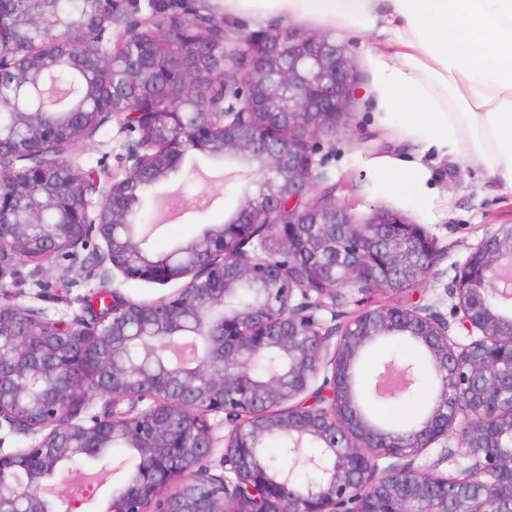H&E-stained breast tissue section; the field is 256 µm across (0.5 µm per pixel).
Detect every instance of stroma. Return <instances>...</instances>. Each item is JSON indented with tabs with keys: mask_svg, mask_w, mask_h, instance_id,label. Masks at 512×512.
<instances>
[{
	"mask_svg": "<svg viewBox=\"0 0 512 512\" xmlns=\"http://www.w3.org/2000/svg\"><path fill=\"white\" fill-rule=\"evenodd\" d=\"M424 167L431 189L428 200L394 192L393 174L399 167ZM232 161L193 156L169 183L187 200L208 199L209 204L189 210L175 224H159L154 204L144 207L154 231L147 234V246L160 252L198 237L205 227L224 223L242 200L241 177L235 176ZM325 171L331 180L352 176L356 189L350 195L352 211L365 220L382 208L423 225L432 234L443 255L442 274L428 281L420 296L423 302L450 311L445 290L451 287L453 268L463 262L470 245L477 243L487 224H512V190L485 178L457 155L429 148L400 133L395 121H381L372 97L357 93L352 104L349 131L336 137V150ZM56 262L46 259L23 265L22 273L33 274L34 284L24 286L21 303L46 309L56 319L71 320L81 313L85 302L101 293L103 286L89 280L77 285L58 281Z\"/></svg>",
	"mask_w": 512,
	"mask_h": 512,
	"instance_id": "obj_1",
	"label": "stroma"
}]
</instances>
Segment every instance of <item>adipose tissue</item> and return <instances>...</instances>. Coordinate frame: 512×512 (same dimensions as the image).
<instances>
[{
  "label": "adipose tissue",
  "mask_w": 512,
  "mask_h": 512,
  "mask_svg": "<svg viewBox=\"0 0 512 512\" xmlns=\"http://www.w3.org/2000/svg\"><path fill=\"white\" fill-rule=\"evenodd\" d=\"M226 19L385 39L371 94L407 134L512 189V0H221Z\"/></svg>",
  "instance_id": "ef3b65f1"
}]
</instances>
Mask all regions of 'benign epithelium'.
<instances>
[{
	"label": "benign epithelium",
	"mask_w": 512,
	"mask_h": 512,
	"mask_svg": "<svg viewBox=\"0 0 512 512\" xmlns=\"http://www.w3.org/2000/svg\"><path fill=\"white\" fill-rule=\"evenodd\" d=\"M141 2L88 0L81 19L55 20L39 46L46 64L63 48L59 28L80 30L91 48L110 35L107 90L128 108L81 113L77 137L39 128L23 146L0 145V215L38 200L21 222L0 224V280L62 258L57 276L72 284L183 285L153 300L114 289L66 324L0 300V338L11 341L0 354V430L26 440L0 448V512H60L45 482L65 483L116 447L136 464L107 488L102 512H512V225H486L469 247L447 289L452 314L408 302L341 315L357 292L407 294L442 275L422 225L382 209L358 222L342 186L325 184L320 151L334 149L360 87L351 53L290 28L246 32L217 0L208 13L153 0L172 42L174 106L154 112L128 51L144 26ZM190 18L209 27L221 63L195 48ZM5 74L29 80L12 50L0 52ZM109 123L123 136L118 168L89 177L73 153L97 151ZM195 152L230 158L252 179L229 220L158 262L133 200ZM66 208L68 222H45ZM173 336L201 338L202 354L160 370L124 361L131 347L154 356ZM383 336L420 346L439 379L406 448L391 445L397 432L367 419L355 393L359 359ZM98 400L103 410L80 418ZM274 434L288 438L290 456L318 449L314 480L297 485L265 460ZM435 444L439 453L418 463Z\"/></svg>",
	"instance_id": "7a95c632"
}]
</instances>
